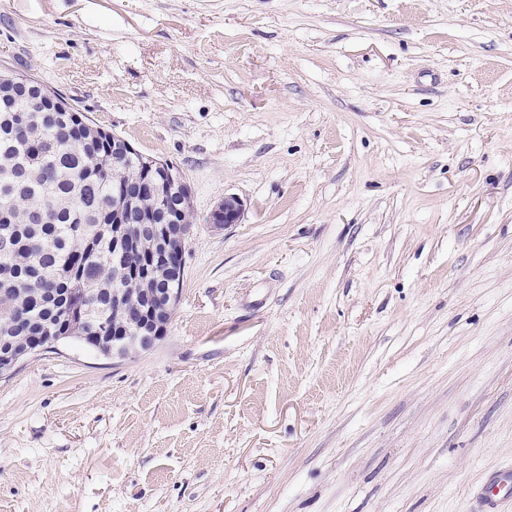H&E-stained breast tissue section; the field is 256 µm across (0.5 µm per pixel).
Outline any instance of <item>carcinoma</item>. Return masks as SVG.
I'll use <instances>...</instances> for the list:
<instances>
[{"label": "carcinoma", "instance_id": "carcinoma-1", "mask_svg": "<svg viewBox=\"0 0 512 512\" xmlns=\"http://www.w3.org/2000/svg\"><path fill=\"white\" fill-rule=\"evenodd\" d=\"M25 90L0 100V348L31 343L68 305L86 320L62 330L90 349L96 319L112 312V290L127 286L124 265L149 249L134 240L112 256L113 182L128 187L125 223L152 214L141 194L140 162L112 154L83 113L30 110Z\"/></svg>", "mask_w": 512, "mask_h": 512}]
</instances>
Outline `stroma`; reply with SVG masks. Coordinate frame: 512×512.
<instances>
[{"label":"stroma","instance_id":"stroma-1","mask_svg":"<svg viewBox=\"0 0 512 512\" xmlns=\"http://www.w3.org/2000/svg\"><path fill=\"white\" fill-rule=\"evenodd\" d=\"M1 68L195 221L153 349L0 378V512H475L512 464V0H0ZM146 161L143 160L145 171L154 172L155 170H162L163 179L161 182L156 183L151 178H147L145 184L151 195H158L164 189H170L175 195L180 196L179 203L187 202L186 196H190L189 186L181 169L172 163L158 160L151 156H145ZM244 211L245 206L241 199L235 196H224V201L213 210L210 223L220 226L224 224V227L241 223Z\"/></svg>","mask_w":512,"mask_h":512}]
</instances>
